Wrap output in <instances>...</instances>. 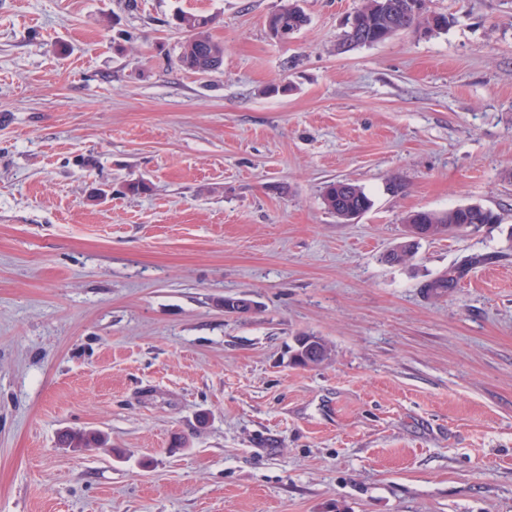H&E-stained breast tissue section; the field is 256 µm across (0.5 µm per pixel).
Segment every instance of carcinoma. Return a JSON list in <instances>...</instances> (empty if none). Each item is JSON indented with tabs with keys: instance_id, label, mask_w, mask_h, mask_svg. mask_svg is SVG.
<instances>
[{
	"instance_id": "cac0c4a2",
	"label": "carcinoma",
	"mask_w": 512,
	"mask_h": 512,
	"mask_svg": "<svg viewBox=\"0 0 512 512\" xmlns=\"http://www.w3.org/2000/svg\"><path fill=\"white\" fill-rule=\"evenodd\" d=\"M416 2L418 0H363L339 46L348 51L358 46L382 43L400 31L422 25L429 31H438L447 26L448 19L443 15L426 16L424 12L414 10ZM175 20L177 26L187 33L179 53L181 65L198 74L218 70L224 60V46L210 33L215 18L211 15L181 12ZM308 22L309 18L299 5V0H288V4L268 16L267 27L282 25L294 35ZM322 202L329 212L344 221L368 211L372 206L371 199L359 185L345 180L327 184ZM497 221L495 212L476 204L445 211H415L404 219V223L414 225L427 238L448 234L454 224H494ZM415 245V237L407 236L406 241L390 250L386 261L392 264L405 263L412 257ZM466 272L467 266L462 265L456 269L455 274L431 280L425 284V288L438 295L453 287ZM61 441L68 448H97L104 443L100 434L82 430L64 433Z\"/></svg>"
}]
</instances>
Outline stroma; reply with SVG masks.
Here are the masks:
<instances>
[{
	"instance_id": "35a3bbf8",
	"label": "stroma",
	"mask_w": 512,
	"mask_h": 512,
	"mask_svg": "<svg viewBox=\"0 0 512 512\" xmlns=\"http://www.w3.org/2000/svg\"><path fill=\"white\" fill-rule=\"evenodd\" d=\"M287 2L0 0V512H512V0L346 53L361 0L282 43ZM470 204L498 223L384 261ZM175 20L177 26L187 33L179 53L181 65L198 74L218 70L224 60V46L210 33L215 18L212 15L181 12ZM322 202L329 212L344 221L365 213L372 206L371 199L359 185L345 180L327 184L322 194ZM497 221L498 216L495 212L476 204L445 211H415L404 219L405 224H414L415 229L425 234L426 238L447 235L453 230L454 224H495ZM61 441L68 448H97L104 443L100 434L92 431H68Z\"/></svg>"
}]
</instances>
